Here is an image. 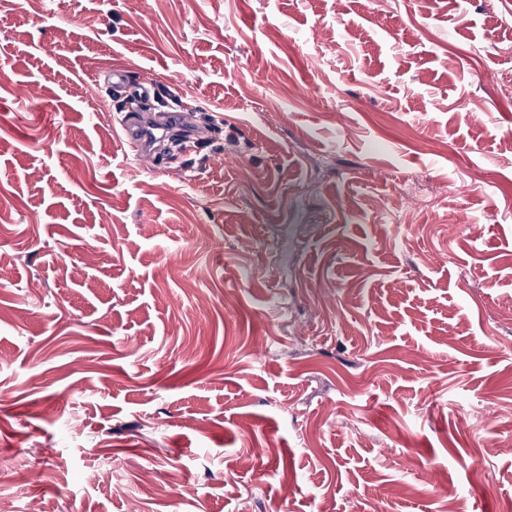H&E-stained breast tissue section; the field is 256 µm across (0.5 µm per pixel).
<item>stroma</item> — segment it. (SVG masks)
Wrapping results in <instances>:
<instances>
[{"instance_id":"stroma-1","label":"stroma","mask_w":512,"mask_h":512,"mask_svg":"<svg viewBox=\"0 0 512 512\" xmlns=\"http://www.w3.org/2000/svg\"><path fill=\"white\" fill-rule=\"evenodd\" d=\"M115 69L194 101L193 182ZM510 81L512 0H0V501L498 512ZM119 131L124 138L129 150L137 157L152 158V153L147 151L145 141L140 130V120L136 114L129 115L128 118L119 123Z\"/></svg>"}]
</instances>
